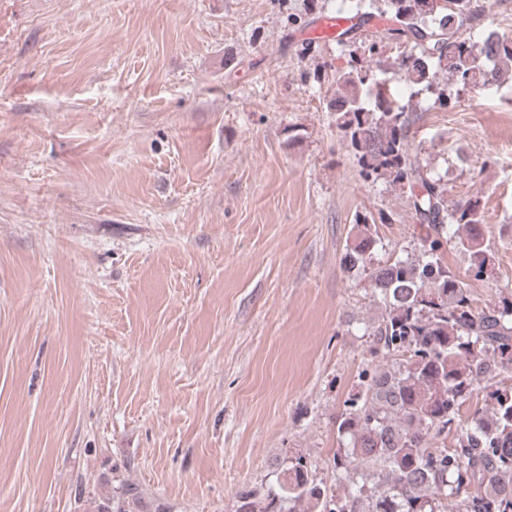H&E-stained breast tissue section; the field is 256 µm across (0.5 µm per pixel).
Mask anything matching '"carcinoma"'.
I'll use <instances>...</instances> for the list:
<instances>
[{"instance_id": "cac0c4a2", "label": "carcinoma", "mask_w": 512, "mask_h": 512, "mask_svg": "<svg viewBox=\"0 0 512 512\" xmlns=\"http://www.w3.org/2000/svg\"><path fill=\"white\" fill-rule=\"evenodd\" d=\"M352 13L359 24L337 40L345 66L325 61L313 81L334 72L328 111L362 178L406 194L418 254L374 263L386 217L356 216L344 266L364 276L382 313L368 332L370 364L337 422L334 482L316 478L306 456L286 455L266 489L236 494L234 512H512V296L477 306L444 261L450 247L469 256L474 278L494 270L481 201L448 204L443 177L409 140L419 95L446 107L450 82L475 89L511 79L512 38L496 35L488 66L474 34L488 30L489 13L477 0H355ZM389 46L391 63L382 59ZM392 74L411 92L400 105L390 100ZM475 394L481 407L463 427ZM85 512L165 509L148 510L139 488L122 483L90 497Z\"/></svg>"}]
</instances>
